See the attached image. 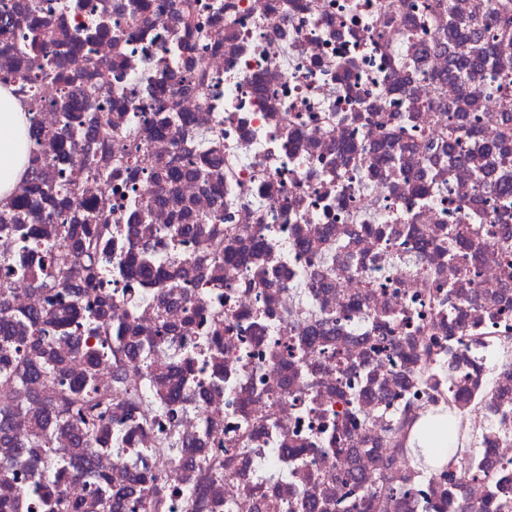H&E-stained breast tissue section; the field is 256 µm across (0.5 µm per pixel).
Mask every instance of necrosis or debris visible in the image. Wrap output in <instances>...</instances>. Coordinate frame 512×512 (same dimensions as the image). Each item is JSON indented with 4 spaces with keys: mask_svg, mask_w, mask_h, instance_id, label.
Returning <instances> with one entry per match:
<instances>
[{
    "mask_svg": "<svg viewBox=\"0 0 512 512\" xmlns=\"http://www.w3.org/2000/svg\"><path fill=\"white\" fill-rule=\"evenodd\" d=\"M477 2L22 0L0 74L36 37L63 70L36 92L44 178L131 170L84 178L64 210L21 182L36 203L0 208V258L39 273L51 213L79 235L108 201L106 255L152 254L156 275L7 295L12 316L93 307L130 334L94 358L77 321L21 365L51 445L10 418L8 512H45L53 488L68 512H143L154 474L157 512H512V47L458 75L497 42ZM45 362L71 385L93 372L111 423L55 422ZM441 408L479 474L415 465Z\"/></svg>",
    "mask_w": 512,
    "mask_h": 512,
    "instance_id": "necrosis-or-debris-1",
    "label": "necrosis or debris"
}]
</instances>
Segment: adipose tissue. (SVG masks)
Returning <instances> with one entry per match:
<instances>
[{
    "label": "adipose tissue",
    "instance_id": "ef3b65f1",
    "mask_svg": "<svg viewBox=\"0 0 512 512\" xmlns=\"http://www.w3.org/2000/svg\"><path fill=\"white\" fill-rule=\"evenodd\" d=\"M25 104L0 86V206L9 203L23 178L29 153Z\"/></svg>",
    "mask_w": 512,
    "mask_h": 512
}]
</instances>
